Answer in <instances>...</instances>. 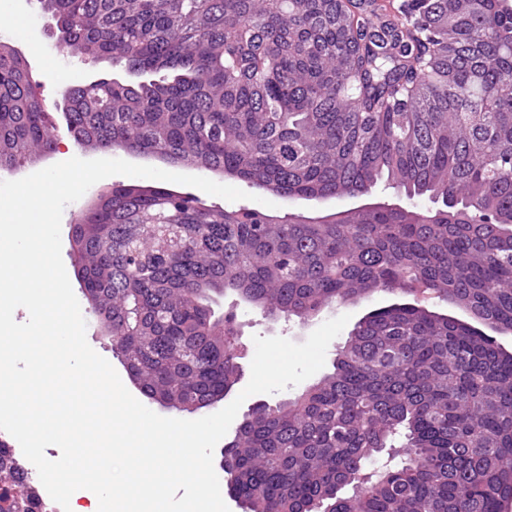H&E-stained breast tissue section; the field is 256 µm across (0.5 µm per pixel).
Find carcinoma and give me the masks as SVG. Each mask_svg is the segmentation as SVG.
I'll list each match as a JSON object with an SVG mask.
<instances>
[{
	"label": "carcinoma",
	"mask_w": 512,
	"mask_h": 512,
	"mask_svg": "<svg viewBox=\"0 0 512 512\" xmlns=\"http://www.w3.org/2000/svg\"><path fill=\"white\" fill-rule=\"evenodd\" d=\"M72 56L160 81L67 89L84 149L161 152L290 200L379 184L442 207L311 218L112 184L71 225L83 294L143 395L207 408L239 383L213 293L306 319L385 292L333 371L248 413L224 448L244 512H501L512 498V355L423 288L512 328L508 0H40ZM52 144L27 61L0 42V168ZM405 459L374 468L385 451ZM349 487L352 494L337 493Z\"/></svg>",
	"instance_id": "carcinoma-1"
}]
</instances>
